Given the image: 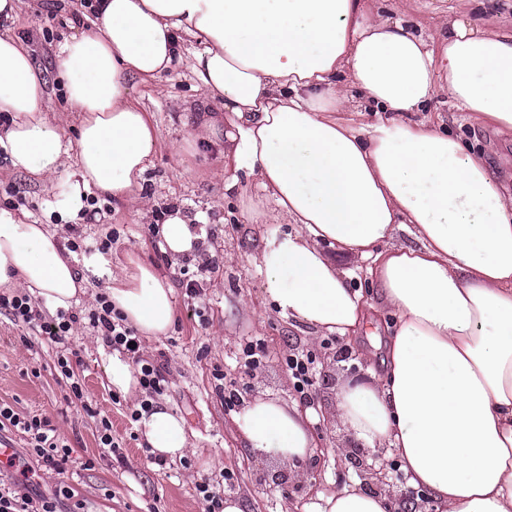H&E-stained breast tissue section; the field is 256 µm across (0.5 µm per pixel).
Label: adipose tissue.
<instances>
[{
    "label": "adipose tissue",
    "instance_id": "1",
    "mask_svg": "<svg viewBox=\"0 0 512 512\" xmlns=\"http://www.w3.org/2000/svg\"><path fill=\"white\" fill-rule=\"evenodd\" d=\"M93 29L60 43L55 59L75 124L43 110L46 82L27 46L0 32V147L13 170L70 168L61 218L88 191L138 197L161 138L133 100L129 78L170 68L180 35L201 44L187 60L223 114L195 118L200 138L224 140V193L251 223L258 188L273 205L253 263L266 299L318 332L356 333L367 303L341 259L366 262L395 318L381 376L336 393V419L368 448H386L435 512H512V196L459 135L424 115L437 94L470 121L512 131V33L454 19L442 48L361 0H95ZM377 117H341L354 95ZM414 245H397L399 230ZM164 252L191 254L192 218L172 208ZM89 264L114 312L140 335H167L174 289L157 267L127 255ZM0 287L50 310L84 294L57 231L0 208ZM315 414L256 397L235 418L244 447L295 463L317 445ZM145 447L182 457V417L158 404L136 423ZM382 494L352 484L303 512H390Z\"/></svg>",
    "mask_w": 512,
    "mask_h": 512
}]
</instances>
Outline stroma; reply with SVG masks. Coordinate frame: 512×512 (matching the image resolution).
Instances as JSON below:
<instances>
[{
    "label": "stroma",
    "mask_w": 512,
    "mask_h": 512,
    "mask_svg": "<svg viewBox=\"0 0 512 512\" xmlns=\"http://www.w3.org/2000/svg\"><path fill=\"white\" fill-rule=\"evenodd\" d=\"M369 12L392 20L404 19L406 27L426 37L439 38L443 18H461L487 32L512 31V0H364ZM81 0H21L19 17L10 29L22 37L42 72L50 93L51 119H68L66 97L54 62V49L64 39L79 34L94 23L85 15L73 23L72 13L81 11ZM138 106L151 117L161 133V148L144 175L143 203L98 200V220L79 216L71 220L87 239L111 238V253L123 258L136 250L143 260L162 267L175 285L177 321L165 336L143 341L145 357L165 367L166 384L157 400L185 419L190 446L182 458L159 466L142 448L136 423L130 417L144 393L115 397L104 372L110 349L87 324L75 325L71 338L80 366L75 372L82 386V399H74L70 382L57 368L56 349L43 338L29 335L11 315L0 311V403L15 412L49 418L73 453L64 473L43 467L29 454L24 434L9 429L0 432V445L10 448L16 465L10 475L24 468L33 470L31 492L52 494L58 484L72 488L73 499L63 500L61 512H71L82 501L84 512H204L197 492L207 480L219 494L244 493L248 512H294L314 502L317 492L342 488L352 482L372 494L384 493L395 512L414 504L417 512H434L428 493L412 487L397 458L385 450L369 449L352 439L329 414L335 409L336 389L352 382L371 381L381 373L385 358L390 316L376 309L378 289L360 270L348 280L372 302V310L354 336L343 339L320 335L274 310L264 299L263 276L252 258L267 230L263 218L240 221L237 203L224 198V158L203 146L184 151L194 132L183 118L185 109L221 110V102L209 99L195 76L181 63H174L157 82L128 81ZM425 112L442 120L453 133L475 142L493 177L512 190V133L500 134L483 123L465 120L447 98L435 96ZM66 181L65 173L35 179L14 171L0 154V208L26 213L31 224L59 221L56 200ZM180 206L188 214H200L211 228L201 252L191 260L163 259L149 231L159 213ZM203 285V316L189 315L188 299L180 283L184 277ZM261 347L265 359L260 367L242 368L246 343ZM304 351L315 359L316 383L312 407L327 412V420L315 426L320 446L313 457L297 468L257 459L243 448L236 431V413L226 407L218 375L235 382L242 399L259 395L290 403L299 401L294 380L284 362L289 350ZM109 422L115 457L100 458L99 431ZM363 455L366 465L357 468L351 454ZM220 455L222 464L204 468L202 462ZM388 464L390 483H377L371 469Z\"/></svg>",
    "instance_id": "obj_1"
}]
</instances>
